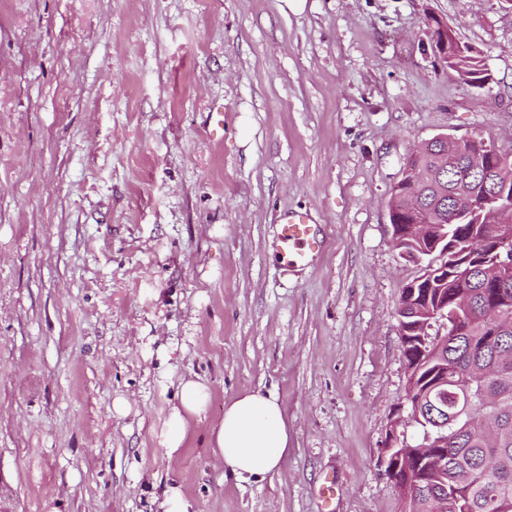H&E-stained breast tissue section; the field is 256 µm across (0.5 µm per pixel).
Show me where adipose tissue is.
<instances>
[{
    "label": "adipose tissue",
    "mask_w": 512,
    "mask_h": 512,
    "mask_svg": "<svg viewBox=\"0 0 512 512\" xmlns=\"http://www.w3.org/2000/svg\"><path fill=\"white\" fill-rule=\"evenodd\" d=\"M180 401L163 434L168 456H177L195 421L204 415L210 391L196 376L181 379ZM209 448L223 474L239 480H264L288 456V425L276 397L259 391L239 394L224 405V416L209 432Z\"/></svg>",
    "instance_id": "adipose-tissue-1"
}]
</instances>
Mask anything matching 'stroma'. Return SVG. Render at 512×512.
<instances>
[{
	"label": "stroma",
	"instance_id": "35a3bbf8",
	"mask_svg": "<svg viewBox=\"0 0 512 512\" xmlns=\"http://www.w3.org/2000/svg\"><path fill=\"white\" fill-rule=\"evenodd\" d=\"M480 52L474 89L430 17ZM512 152V0H0V512H403L391 242L406 158ZM324 234L285 271L283 214ZM211 390L180 455L183 376ZM274 394L288 457L223 475L208 429Z\"/></svg>",
	"mask_w": 512,
	"mask_h": 512
}]
</instances>
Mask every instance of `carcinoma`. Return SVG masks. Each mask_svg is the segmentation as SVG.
Wrapping results in <instances>:
<instances>
[{"label":"carcinoma","instance_id":"cac0c4a2","mask_svg":"<svg viewBox=\"0 0 512 512\" xmlns=\"http://www.w3.org/2000/svg\"><path fill=\"white\" fill-rule=\"evenodd\" d=\"M449 66L463 81L485 78L480 54L454 56ZM499 158L493 144L474 138L464 144L455 162H450L437 145L416 155L412 169L414 182L402 184L403 193L417 197L419 211L410 222L428 225V239L402 240L394 247L402 252L421 254L429 249V239L442 236L448 218V205L462 193L479 194L485 176L494 172ZM496 229L492 224H457L448 232V270L419 286L416 303L426 307L427 294L445 295L448 300L465 296L468 310H460L462 320L448 323L445 343L434 347L432 364L415 383L412 409L419 410L414 420L422 431L415 448L426 449L443 443L444 460L426 468L420 485L419 512H512V272L508 287L489 289L479 266L492 262L490 253ZM412 289H402L400 323L407 341L419 334L420 322L414 304L408 302ZM500 307L505 322L491 336L485 325L476 321L486 304ZM446 379L447 393L432 387ZM469 396L472 405L464 417L448 421L442 428L429 418V409L453 403L455 395Z\"/></svg>","mask_w":512,"mask_h":512}]
</instances>
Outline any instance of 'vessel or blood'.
<instances>
[{"mask_svg":"<svg viewBox=\"0 0 512 512\" xmlns=\"http://www.w3.org/2000/svg\"><path fill=\"white\" fill-rule=\"evenodd\" d=\"M274 247L285 271H299L315 263L322 251L323 236L307 213L290 211L278 226Z\"/></svg>","mask_w":512,"mask_h":512,"instance_id":"obj_1","label":"vessel or blood"}]
</instances>
